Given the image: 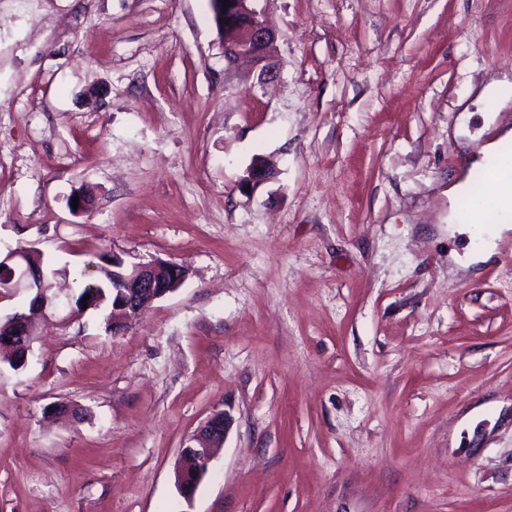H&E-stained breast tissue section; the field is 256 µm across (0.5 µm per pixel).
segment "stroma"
<instances>
[{"label":"stroma","mask_w":512,"mask_h":512,"mask_svg":"<svg viewBox=\"0 0 512 512\" xmlns=\"http://www.w3.org/2000/svg\"><path fill=\"white\" fill-rule=\"evenodd\" d=\"M255 6L266 75L210 0H0V252L72 292L103 253L188 272L122 335L90 311L0 364V512H512V232L466 266L448 223L463 112L512 128L476 102L512 0ZM230 426V417L223 411L216 412L203 423L197 436L192 438V440L201 439L206 443L200 447L188 445L182 448V454L189 461V465L177 475V487L183 498L187 500L193 498L197 487L209 470L212 448L224 443Z\"/></svg>","instance_id":"obj_1"}]
</instances>
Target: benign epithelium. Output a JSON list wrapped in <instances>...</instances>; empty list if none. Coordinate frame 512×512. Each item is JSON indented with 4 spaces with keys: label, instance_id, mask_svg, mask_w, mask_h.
<instances>
[{
    "label": "benign epithelium",
    "instance_id": "7a95c632",
    "mask_svg": "<svg viewBox=\"0 0 512 512\" xmlns=\"http://www.w3.org/2000/svg\"><path fill=\"white\" fill-rule=\"evenodd\" d=\"M223 0H212L213 13L224 37V60L232 64L242 57H249L258 64L268 62V53L275 40V33L266 25L260 14L250 5L251 0H229L231 5L222 6ZM273 172L265 161H255L247 169L242 187L258 186L269 182ZM29 249L20 247L10 251L5 263L11 268L9 282L0 288V304L11 300L15 293L25 289L36 292V286L45 283V275L33 277L30 268L24 265ZM112 269L116 270L117 301L112 306V335L122 334L135 317L142 316L153 303L176 289L186 278V271L172 261L151 260L133 265L112 256ZM31 309L46 317H55L64 309L67 314L60 319L68 323L78 316L71 297H59L57 305L50 306L38 299ZM35 335V327L29 317L15 312L3 324L0 332ZM231 426L230 417L223 411L212 414L200 427L197 438L204 441L200 447L186 446L182 454L189 465L177 475V487L183 498H193L197 487L209 470L212 448L224 443Z\"/></svg>",
    "mask_w": 512,
    "mask_h": 512
}]
</instances>
